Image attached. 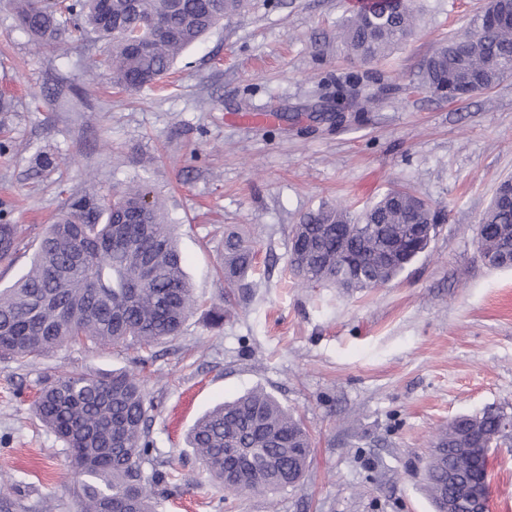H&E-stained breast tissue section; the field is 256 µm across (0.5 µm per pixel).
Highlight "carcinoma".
I'll return each instance as SVG.
<instances>
[{"label":"carcinoma","mask_w":512,"mask_h":512,"mask_svg":"<svg viewBox=\"0 0 512 512\" xmlns=\"http://www.w3.org/2000/svg\"><path fill=\"white\" fill-rule=\"evenodd\" d=\"M22 29L35 40L59 43L70 29L91 31L107 44L112 81L138 90L159 81L183 52L217 23L244 11L249 0H11ZM417 20L414 0H366L340 31L361 60L385 55L406 40ZM512 75V22L490 23L470 40L457 37L434 49L422 78L398 87L406 97L435 87L481 93ZM442 210L406 188H391L356 224L347 207L309 213L292 229L290 272L303 288L331 286L347 293L397 278L426 248L414 224H437ZM481 258L512 254V209L487 208L478 224ZM26 233L0 223V261L10 259ZM255 245L235 232L224 237V287L241 288L256 269ZM197 309L177 246L176 227L152 190L140 183L112 196L86 189L71 195L42 236L28 271L0 288V356L23 360L63 347L132 343L143 348L179 335ZM33 409L63 443L79 477L74 494L81 512H157V486L169 474L156 468L147 421L153 402L138 373L109 375L69 370L40 388ZM494 410L448 422L428 460L425 484L436 503L448 470L467 477L487 499V459L467 460L461 439L496 441ZM189 445L216 485L248 496L295 486L312 454L302 420L271 393L251 389L198 418ZM254 448L271 466L246 478L225 476L224 449Z\"/></svg>","instance_id":"carcinoma-1"}]
</instances>
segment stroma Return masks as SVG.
Returning <instances> with one entry per match:
<instances>
[{
  "label": "stroma",
  "mask_w": 512,
  "mask_h": 512,
  "mask_svg": "<svg viewBox=\"0 0 512 512\" xmlns=\"http://www.w3.org/2000/svg\"><path fill=\"white\" fill-rule=\"evenodd\" d=\"M362 0H252L186 50L162 84L112 82L92 33L66 49L37 44L0 0V218L28 233L0 262V288L29 268L66 199L147 184L177 226L200 303L182 333L147 349L63 348L0 359V476L9 512H77L76 475L32 401L56 368L108 374L145 361L150 436L163 470L159 512H434L422 481L449 420L512 412V269L481 261L475 231L512 178V76L451 103L402 97L434 48L469 29L488 0H417L416 36L377 62L338 38ZM373 85L382 103L345 121L336 89ZM57 165L33 178L39 152ZM395 185L444 207L429 248L388 285L348 295L303 288L287 268L292 227L323 205L360 213ZM258 249L257 283L221 324L224 231ZM262 388L313 438L299 484L221 494L186 435L216 404ZM489 512H512V439L488 454Z\"/></svg>",
  "instance_id": "1"
}]
</instances>
